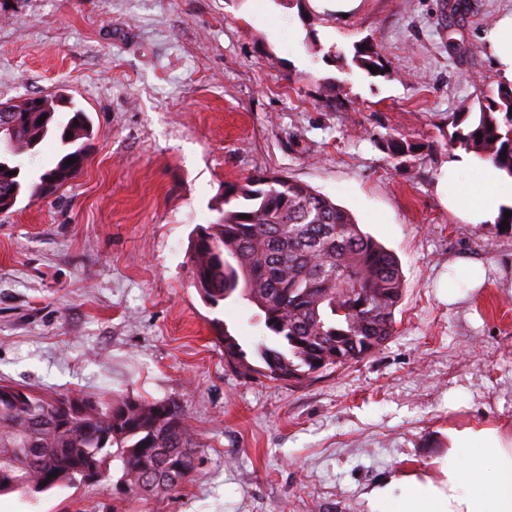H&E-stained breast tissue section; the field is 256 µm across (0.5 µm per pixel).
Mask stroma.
Masks as SVG:
<instances>
[{"label":"stroma","instance_id":"stroma-1","mask_svg":"<svg viewBox=\"0 0 512 512\" xmlns=\"http://www.w3.org/2000/svg\"><path fill=\"white\" fill-rule=\"evenodd\" d=\"M456 1L338 19L308 0H0V103L60 91L96 130L78 177L0 214V380L173 400L203 443L165 498L106 479L0 512H369L371 488L438 475L449 429L512 433V226L467 223L437 188L449 115L504 79L486 36L512 0ZM366 37L385 75L329 53ZM400 134L425 145L403 164L384 148ZM265 170L350 211L405 280L393 336L298 384L225 363L215 321L248 351L263 328L245 300L206 304L186 260L225 184Z\"/></svg>","mask_w":512,"mask_h":512}]
</instances>
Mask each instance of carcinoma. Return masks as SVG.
I'll list each match as a JSON object with an SVG mask.
<instances>
[{"label": "carcinoma", "instance_id": "1", "mask_svg": "<svg viewBox=\"0 0 512 512\" xmlns=\"http://www.w3.org/2000/svg\"><path fill=\"white\" fill-rule=\"evenodd\" d=\"M334 56L368 73L381 69V49L369 40ZM43 123L22 122L0 151V214L22 191L33 199L74 179L95 137L87 112L62 94L44 97ZM69 117L57 118L61 109ZM482 137H476V133ZM49 136L64 148L57 164L34 171L37 147ZM448 143L489 160L512 177V83L498 84L479 115L448 117ZM424 144L386 141L401 164ZM74 161L67 162V159ZM15 175L9 176L7 172ZM217 220L199 228L187 261L194 287L211 307L236 295L256 308L265 333L255 343L258 367L224 323L215 327L224 360L248 375L298 382L374 352L392 335L404 278L396 255L365 233L331 198L279 172L257 171L224 187ZM200 438L174 401L72 394L44 397L0 384V495L39 493L90 481L116 464L125 498H162L191 482Z\"/></svg>", "mask_w": 512, "mask_h": 512}]
</instances>
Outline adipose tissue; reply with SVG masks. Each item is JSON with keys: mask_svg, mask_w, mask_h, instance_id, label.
<instances>
[{"mask_svg": "<svg viewBox=\"0 0 512 512\" xmlns=\"http://www.w3.org/2000/svg\"><path fill=\"white\" fill-rule=\"evenodd\" d=\"M440 190L472 224L512 207V178L472 154L449 162ZM368 501L371 512H512V438L492 426L449 430L439 477L393 480Z\"/></svg>", "mask_w": 512, "mask_h": 512, "instance_id": "1", "label": "adipose tissue"}]
</instances>
